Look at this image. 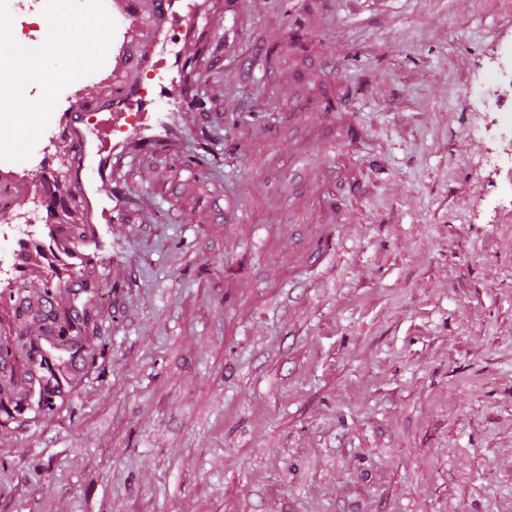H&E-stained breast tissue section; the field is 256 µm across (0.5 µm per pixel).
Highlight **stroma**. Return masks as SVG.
I'll return each instance as SVG.
<instances>
[{
    "mask_svg": "<svg viewBox=\"0 0 512 512\" xmlns=\"http://www.w3.org/2000/svg\"><path fill=\"white\" fill-rule=\"evenodd\" d=\"M193 2L154 47L186 98L121 32L0 161L55 203L0 275V512H512V162L466 97L512 0ZM127 77L176 135L115 159L62 286L63 122ZM23 298L79 330L43 409Z\"/></svg>",
    "mask_w": 512,
    "mask_h": 512,
    "instance_id": "35a3bbf8",
    "label": "stroma"
}]
</instances>
